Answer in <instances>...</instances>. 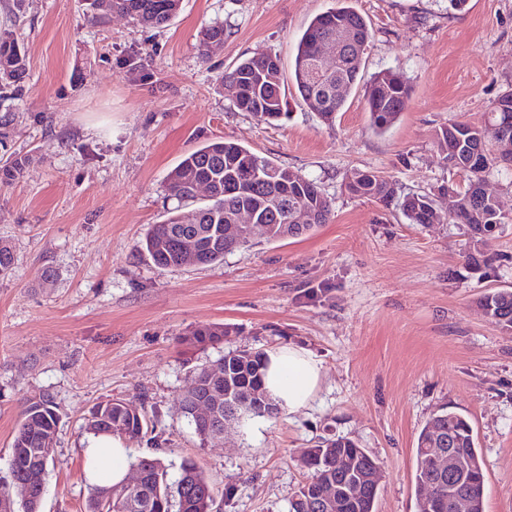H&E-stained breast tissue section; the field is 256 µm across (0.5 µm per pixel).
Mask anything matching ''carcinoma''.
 Returning a JSON list of instances; mask_svg holds the SVG:
<instances>
[{
    "label": "carcinoma",
    "mask_w": 512,
    "mask_h": 512,
    "mask_svg": "<svg viewBox=\"0 0 512 512\" xmlns=\"http://www.w3.org/2000/svg\"><path fill=\"white\" fill-rule=\"evenodd\" d=\"M86 13L95 23L104 22L107 10L129 16L148 28H164L176 17L180 0H85ZM351 35L348 44L347 67L336 73L322 69L314 73L319 44L336 33ZM372 38L366 19L350 6H341L315 16L302 34L294 58L291 79L300 101L307 107L317 103L314 111L325 125H331L336 113L343 108L347 96L356 86L363 55ZM224 43V23L215 22L201 32L200 47L207 52L213 44ZM27 69L25 54L18 42L0 36V90H13L23 80ZM221 85L236 90L231 96L234 105L243 112L257 114L265 121L277 120L286 106L284 80L277 56L256 53L245 57L224 72ZM342 84V94H336V84ZM411 87L394 69L375 74L365 87V99L370 114V127L386 132L399 118ZM503 139L512 141V93L499 96L492 104L487 119L481 125L450 122L437 133V146L451 166L465 174L468 184L458 192L460 208L455 214H444L427 193H412L396 197L392 181L376 170L355 169L346 175L345 186L353 197L378 200L385 205L396 203L412 224H439L448 221L463 224L468 234L483 248L467 249L466 265L480 271L497 258L486 236L496 239L503 232L507 217L497 202L484 190L486 176L503 168L488 150L489 143ZM26 159L0 160V179L17 178ZM207 183L211 194L205 202L198 201L194 187ZM168 195L177 206L168 209L166 219L154 224L136 245L158 268H178L186 265L182 244L195 239L200 266L224 261V256L250 245L252 239L243 230L236 238L224 236L223 226L235 223L241 208L257 214L265 225L267 242L297 238L328 221L331 202L316 183L305 175L284 167L272 158L255 153L233 140L207 143L188 155L169 173ZM301 205L310 212L311 222L294 225L289 222L292 209ZM477 304L490 314L497 325L505 318L512 324V290L498 289L481 295ZM229 329L220 324L205 325L190 331L184 342L193 347H205L224 342ZM265 352H230L218 360L195 369L191 383L205 396L217 391L216 372L230 370L229 401L238 402L233 421L255 417H270L269 409L280 411L263 385ZM224 403L218 406L219 419L208 421L194 415L192 406L179 401L178 412L187 420L203 442L224 434ZM59 416L49 395L42 393L26 399L21 420L12 440L11 483L29 485L25 500L6 501L7 491L0 490V512H41L48 467L54 460ZM85 429L92 435L107 434L134 444L148 429L146 415L137 405L122 399L99 404L88 418ZM452 447L456 454L474 461V466L460 471L453 480L455 493L483 504L485 464L479 452L469 420L454 411L440 409L425 423L417 437V448ZM309 479L330 477L339 483L343 495L341 512H374L378 493L353 494L349 483L362 477L369 466L365 449L346 437L325 439L315 448L307 449L300 459ZM131 465L142 474L137 489H124L119 484L92 488L85 501L84 512H215L217 493L213 483L198 464L186 459L181 463L180 476L171 483L159 458L137 457ZM438 480L436 470L426 460L417 461L414 481L416 491Z\"/></svg>",
    "instance_id": "1"
}]
</instances>
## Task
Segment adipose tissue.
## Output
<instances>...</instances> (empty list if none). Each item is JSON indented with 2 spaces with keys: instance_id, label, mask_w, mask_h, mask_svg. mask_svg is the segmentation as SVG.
Segmentation results:
<instances>
[{
  "instance_id": "1",
  "label": "adipose tissue",
  "mask_w": 512,
  "mask_h": 512,
  "mask_svg": "<svg viewBox=\"0 0 512 512\" xmlns=\"http://www.w3.org/2000/svg\"><path fill=\"white\" fill-rule=\"evenodd\" d=\"M321 380V364L307 350L288 346L267 351L264 385L282 409L294 413L306 408ZM82 454L89 483L125 481L129 448L123 439L106 435L90 438Z\"/></svg>"
}]
</instances>
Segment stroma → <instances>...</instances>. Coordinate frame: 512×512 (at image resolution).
Instances as JSON below:
<instances>
[{
  "instance_id": "1",
  "label": "stroma",
  "mask_w": 512,
  "mask_h": 512,
  "mask_svg": "<svg viewBox=\"0 0 512 512\" xmlns=\"http://www.w3.org/2000/svg\"><path fill=\"white\" fill-rule=\"evenodd\" d=\"M368 21L362 80L392 68L412 91L384 134L369 127L362 88L333 126L297 103L288 75L316 15L341 4ZM224 24L220 50L201 57L199 33ZM27 57L20 93L0 96L14 130L0 156L25 157L0 182V485L27 397L49 394L59 423L42 512H83L90 485L83 426L99 403L145 406L149 429L132 456H154L177 479L194 459L219 490V512H288L306 481L299 453L347 437L381 464L376 512H417V436L439 409L466 415L487 480L485 512H512V333L476 306L512 289V223L493 265H465L460 224L410 223L396 205L353 198L347 173L373 169L399 194L465 188L436 133L480 124L512 91V0H181L172 23L87 19L79 0H0V34ZM271 53L286 73L287 113L266 122L238 110L219 78ZM235 140L317 182L326 224L276 242L255 240L198 267L158 268L134 249L173 200L169 172L190 151ZM223 343L183 344L200 325ZM301 347L323 368L309 406L226 425L200 442L177 413L196 367L239 350Z\"/></svg>"
}]
</instances>
